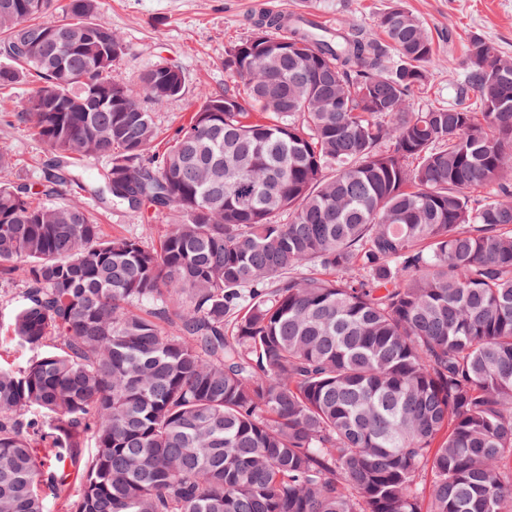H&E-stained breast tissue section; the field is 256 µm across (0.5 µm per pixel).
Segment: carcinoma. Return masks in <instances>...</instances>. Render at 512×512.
Masks as SVG:
<instances>
[{
  "label": "carcinoma",
  "mask_w": 512,
  "mask_h": 512,
  "mask_svg": "<svg viewBox=\"0 0 512 512\" xmlns=\"http://www.w3.org/2000/svg\"><path fill=\"white\" fill-rule=\"evenodd\" d=\"M50 5L0 0V88L39 74L16 119L62 169L35 192L0 152L33 352L0 366V512H512V55L471 36L457 102L416 108L436 51L402 6L383 39L271 16L149 155L183 72L104 88L99 0ZM64 185L176 218L106 239Z\"/></svg>",
  "instance_id": "obj_1"
}]
</instances>
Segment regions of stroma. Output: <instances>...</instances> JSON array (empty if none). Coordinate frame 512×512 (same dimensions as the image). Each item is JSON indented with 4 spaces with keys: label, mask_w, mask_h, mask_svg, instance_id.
<instances>
[{
    "label": "stroma",
    "mask_w": 512,
    "mask_h": 512,
    "mask_svg": "<svg viewBox=\"0 0 512 512\" xmlns=\"http://www.w3.org/2000/svg\"><path fill=\"white\" fill-rule=\"evenodd\" d=\"M397 2L419 17L437 49V62L429 69L431 102H453L463 47L471 34L492 39L512 55V0H272V5L283 13L318 11L334 23L371 30L378 16ZM256 12L257 0H102L97 22L112 28L125 44L111 79L134 89L141 72L160 64L185 75L184 94L154 113L156 148H164L202 97L232 83L227 60L236 44L252 36ZM30 89L24 81L0 90V150L11 154L14 176L34 183L54 154L14 118ZM101 222L106 234L155 244L167 218L161 212L140 215L107 206Z\"/></svg>",
    "instance_id": "1"
}]
</instances>
